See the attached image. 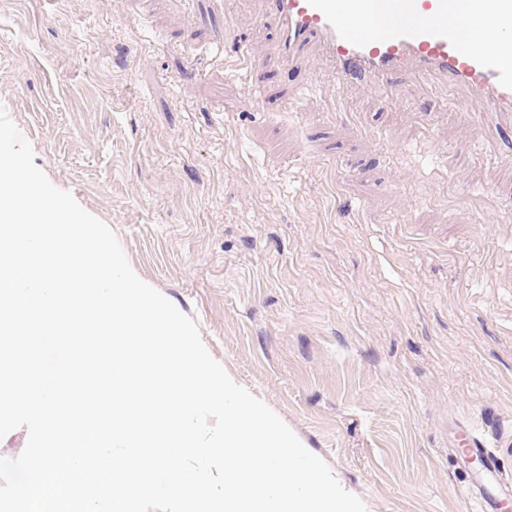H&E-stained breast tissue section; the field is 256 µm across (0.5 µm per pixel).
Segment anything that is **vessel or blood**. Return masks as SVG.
<instances>
[{"mask_svg": "<svg viewBox=\"0 0 512 512\" xmlns=\"http://www.w3.org/2000/svg\"><path fill=\"white\" fill-rule=\"evenodd\" d=\"M277 60L291 66L308 50L342 83L366 80L385 99L399 98L404 74L425 86L461 90L470 117L512 123V64L497 50L512 29V0H466L483 45L467 41L457 0H267Z\"/></svg>", "mask_w": 512, "mask_h": 512, "instance_id": "b4317fda", "label": "vessel or blood"}]
</instances>
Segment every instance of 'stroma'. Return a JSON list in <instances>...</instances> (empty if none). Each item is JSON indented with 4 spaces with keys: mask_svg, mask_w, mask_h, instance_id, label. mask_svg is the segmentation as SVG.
I'll return each instance as SVG.
<instances>
[{
    "mask_svg": "<svg viewBox=\"0 0 512 512\" xmlns=\"http://www.w3.org/2000/svg\"><path fill=\"white\" fill-rule=\"evenodd\" d=\"M266 10L0 0V108L367 512H472L463 431L512 474V126L482 144L446 85L386 101L307 54L250 81L225 59L272 54Z\"/></svg>",
    "mask_w": 512,
    "mask_h": 512,
    "instance_id": "stroma-1",
    "label": "stroma"
}]
</instances>
